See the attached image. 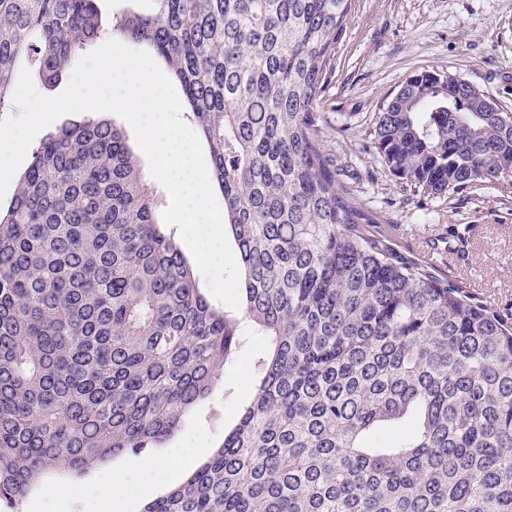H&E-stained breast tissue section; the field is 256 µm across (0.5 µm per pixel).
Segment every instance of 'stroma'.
Listing matches in <instances>:
<instances>
[{
  "label": "stroma",
  "mask_w": 512,
  "mask_h": 512,
  "mask_svg": "<svg viewBox=\"0 0 512 512\" xmlns=\"http://www.w3.org/2000/svg\"><path fill=\"white\" fill-rule=\"evenodd\" d=\"M423 71L459 76L512 112V0H355L336 46V72L318 107L325 146L346 161L342 180L394 247L432 265L442 277L466 274L493 308L512 312V186L484 185L427 198L404 187L370 144L389 95ZM454 224L468 225L465 242L448 241ZM260 344L247 339L225 369L230 396L214 394L184 417L171 448H215L250 396L251 360ZM55 499L40 490L22 512H90L75 495L76 477L54 479Z\"/></svg>",
  "instance_id": "stroma-1"
}]
</instances>
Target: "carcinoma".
I'll return each mask as SVG.
<instances>
[{
	"mask_svg": "<svg viewBox=\"0 0 512 512\" xmlns=\"http://www.w3.org/2000/svg\"><path fill=\"white\" fill-rule=\"evenodd\" d=\"M98 0H0V110L26 62L52 88L104 33ZM112 34L178 82L242 270L211 304L123 131L33 151L0 211V512L52 476L164 444L245 346L254 388L219 447L142 512H512V322L397 251L325 149L317 106L353 0H153ZM426 71L377 116L426 197L512 183V115Z\"/></svg>",
	"mask_w": 512,
	"mask_h": 512,
	"instance_id": "1",
	"label": "carcinoma"
}]
</instances>
